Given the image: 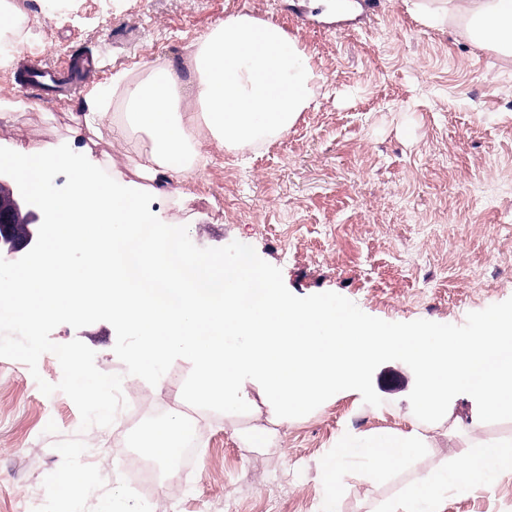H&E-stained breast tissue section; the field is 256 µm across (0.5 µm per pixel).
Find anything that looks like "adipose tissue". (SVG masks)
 <instances>
[{
	"label": "adipose tissue",
	"instance_id": "obj_1",
	"mask_svg": "<svg viewBox=\"0 0 512 512\" xmlns=\"http://www.w3.org/2000/svg\"><path fill=\"white\" fill-rule=\"evenodd\" d=\"M413 7L430 23L456 22L461 36L479 48L512 56V0H414ZM193 62L195 112L179 105L174 68L121 83L131 121L113 124L112 136L125 138L133 126L148 138L150 148L136 162L143 175L161 171L175 178L198 170L204 159L200 126L226 149L245 152L287 134L316 102L319 74L298 41L269 20L228 16L196 39ZM190 434L182 416L171 415L151 432L149 451L157 460L172 461ZM507 472L512 473V439L465 446L451 471L420 475L399 512L436 505L453 484L490 488L495 476Z\"/></svg>",
	"mask_w": 512,
	"mask_h": 512
}]
</instances>
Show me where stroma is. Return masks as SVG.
<instances>
[{
	"mask_svg": "<svg viewBox=\"0 0 512 512\" xmlns=\"http://www.w3.org/2000/svg\"><path fill=\"white\" fill-rule=\"evenodd\" d=\"M350 2L341 10L336 0H69L54 10L35 0L19 43L0 49V100L29 98L24 55L94 66L74 90L1 118L0 147L69 145L121 185L152 194L150 211L186 225L196 246H253L296 296L331 291L388 322L464 324L469 312L512 298V58L474 46L456 23L425 24L410 0ZM239 12L299 38L320 76L316 106L288 134L243 154L201 130L207 162L177 183L138 176L131 160L149 142L138 132L113 141L112 124L125 111L113 78L136 79L165 62L191 95L196 38ZM95 96L106 119L93 137L78 118ZM51 338L81 340L100 371L126 372L109 323L62 324ZM38 370L0 358V512H105L115 498L140 512H321L319 462L338 436L411 427L414 374L390 361L373 375L381 406L338 394L265 448L246 447L242 433L264 424L266 412L203 411L194 483L169 477L175 495L145 496L116 462L142 450L141 431L165 411L84 430L67 395L38 388V380H61L56 356L43 354ZM477 419L475 400L455 396L447 419L425 424L427 454L404 473L384 483L346 475L341 512H388L418 475L448 466L463 445L512 438V420L475 431ZM68 469L86 477L70 498L57 482ZM436 509L512 512V473L488 493L449 491Z\"/></svg>",
	"mask_w": 512,
	"mask_h": 512,
	"instance_id": "stroma-1",
	"label": "stroma"
}]
</instances>
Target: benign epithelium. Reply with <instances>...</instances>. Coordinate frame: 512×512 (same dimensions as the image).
<instances>
[{
    "label": "benign epithelium",
    "instance_id": "7a95c632",
    "mask_svg": "<svg viewBox=\"0 0 512 512\" xmlns=\"http://www.w3.org/2000/svg\"><path fill=\"white\" fill-rule=\"evenodd\" d=\"M0 174V255L9 258L33 246L42 218Z\"/></svg>",
    "mask_w": 512,
    "mask_h": 512
}]
</instances>
